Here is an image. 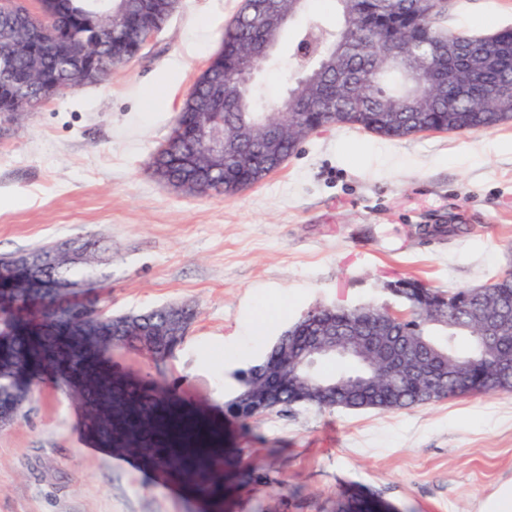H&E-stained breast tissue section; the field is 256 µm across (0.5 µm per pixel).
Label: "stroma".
Returning a JSON list of instances; mask_svg holds the SVG:
<instances>
[{
  "mask_svg": "<svg viewBox=\"0 0 512 512\" xmlns=\"http://www.w3.org/2000/svg\"><path fill=\"white\" fill-rule=\"evenodd\" d=\"M242 0H180L137 59L67 90L0 138V256L74 237L100 258L81 278L126 314L190 303L197 315L162 367L183 402L221 423L224 512H334L358 489L394 512H492L512 490V392L395 412H271L250 430L224 412L234 371L309 308L404 301L389 281L448 289L512 266V123L390 140L352 126L306 140L230 196L176 192L147 171ZM446 25L512 27V0H450ZM290 41L256 81L267 103L292 84ZM0 512H213L163 472L88 445L81 410L41 380L0 431Z\"/></svg>",
  "mask_w": 512,
  "mask_h": 512,
  "instance_id": "obj_1",
  "label": "stroma"
}]
</instances>
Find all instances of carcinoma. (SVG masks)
<instances>
[{"instance_id": "obj_1", "label": "carcinoma", "mask_w": 512, "mask_h": 512, "mask_svg": "<svg viewBox=\"0 0 512 512\" xmlns=\"http://www.w3.org/2000/svg\"><path fill=\"white\" fill-rule=\"evenodd\" d=\"M335 24L313 23L294 32L289 59L305 72L288 89L293 102L264 107L260 93L246 96L238 76L266 62L260 46L280 43L283 30L262 21L239 28L230 24L222 47L208 68L209 82L194 83L166 145L148 164L156 178L194 179L215 194H234L253 186L275 167L262 142L266 125L282 134L280 153L294 155L317 131L357 126L388 139H409L425 132L487 131L512 121L501 112L498 94L512 89V28L484 35L444 25L446 12H429L425 0H393L381 11L376 0H329ZM84 0H67L68 22L57 24L46 38L88 47L87 61L101 77L136 57L142 47L125 44L120 56L95 42L85 25ZM170 17L157 10L144 17L133 9L118 22L134 31L148 21L161 27ZM11 86L34 110L46 99L43 84L57 92L69 89L74 60L66 53L40 55L35 46L10 49ZM211 111L234 135L254 128L255 138L239 154L224 157V169L213 172L200 146V117ZM84 247L75 262L68 251ZM58 253L48 269H12L0 275V414L17 415L45 372L86 411V430L102 448L134 456L144 465L189 481L195 493L224 501V448L217 428L202 413L183 408L159 377H135L120 368L118 351L146 355L155 365L173 357L194 318L188 304L114 315L77 293L59 295V281H76L78 269L90 265L100 248L91 238H70L42 245ZM398 296L406 313L392 317L382 306H321L313 319L286 328L288 343L276 340L261 361L235 375L225 412L248 427L259 416L296 407L318 410L378 409L397 411L427 402L469 394L511 392L498 374L512 373V268L490 282L446 291L414 278H399ZM507 316L491 337L493 358L481 345L486 320ZM127 327L126 341L112 339V327ZM333 331L364 354L374 383H348L359 368L350 363L337 373L319 368V383L307 384L294 373L292 358L315 337ZM460 336L469 340L457 348ZM408 354L410 371L426 369L422 381L398 370ZM391 506L363 494L336 501V512H389Z\"/></svg>"}]
</instances>
